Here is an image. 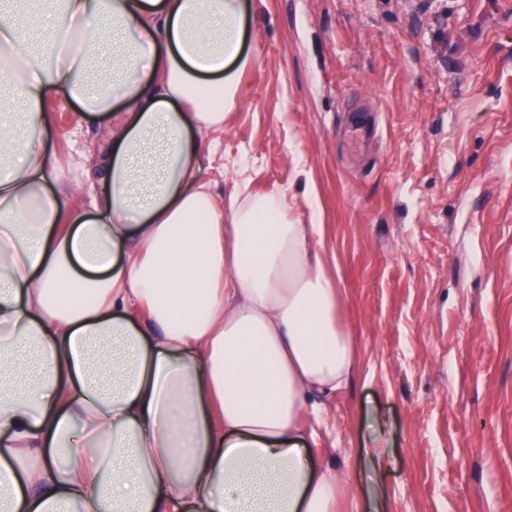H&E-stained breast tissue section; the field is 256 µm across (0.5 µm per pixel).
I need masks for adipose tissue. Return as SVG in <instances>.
Segmentation results:
<instances>
[{
	"label": "adipose tissue",
	"instance_id": "adipose-tissue-1",
	"mask_svg": "<svg viewBox=\"0 0 512 512\" xmlns=\"http://www.w3.org/2000/svg\"><path fill=\"white\" fill-rule=\"evenodd\" d=\"M0 0V512H334L303 457L314 396L357 365L322 227L229 204L195 161L251 64L252 0ZM112 116L93 209L40 134L47 101Z\"/></svg>",
	"mask_w": 512,
	"mask_h": 512
}]
</instances>
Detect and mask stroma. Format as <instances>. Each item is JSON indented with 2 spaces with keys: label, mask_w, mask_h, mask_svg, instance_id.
<instances>
[{
  "label": "stroma",
  "mask_w": 512,
  "mask_h": 512,
  "mask_svg": "<svg viewBox=\"0 0 512 512\" xmlns=\"http://www.w3.org/2000/svg\"><path fill=\"white\" fill-rule=\"evenodd\" d=\"M243 50L197 178L322 226L359 352L305 442L364 489L337 512H512V0H262ZM46 110L90 207L111 120Z\"/></svg>",
  "instance_id": "1"
}]
</instances>
